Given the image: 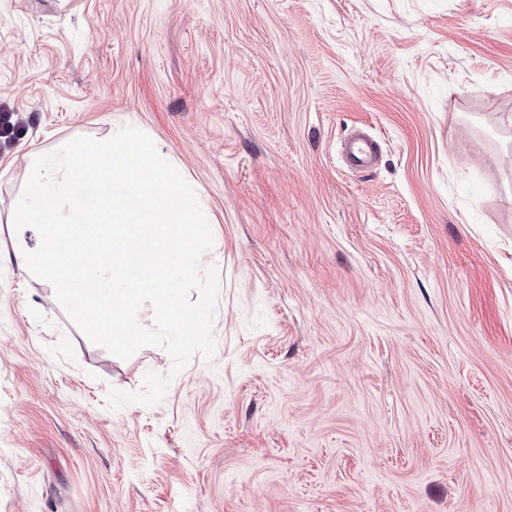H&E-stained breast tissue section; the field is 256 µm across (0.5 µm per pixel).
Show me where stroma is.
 <instances>
[{"instance_id":"35a3bbf8","label":"stroma","mask_w":512,"mask_h":512,"mask_svg":"<svg viewBox=\"0 0 512 512\" xmlns=\"http://www.w3.org/2000/svg\"><path fill=\"white\" fill-rule=\"evenodd\" d=\"M0 108V512H512V0H0ZM125 125L214 236L177 373L11 253L30 157ZM342 153L347 168L354 173L372 170L378 161V143L364 133L357 132L343 144Z\"/></svg>"}]
</instances>
